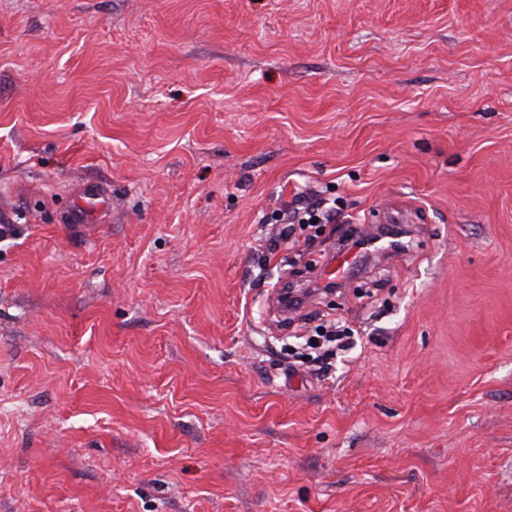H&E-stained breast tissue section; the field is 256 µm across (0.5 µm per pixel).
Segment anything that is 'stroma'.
I'll use <instances>...</instances> for the list:
<instances>
[{
  "mask_svg": "<svg viewBox=\"0 0 512 512\" xmlns=\"http://www.w3.org/2000/svg\"><path fill=\"white\" fill-rule=\"evenodd\" d=\"M1 225L0 512H512V0H0ZM314 218H318L317 224H327L332 221L331 216L324 212L322 207L318 204H312L305 207L302 211L298 209V211L294 213L292 220L287 222V224H289L288 233L284 234L283 239L286 240L289 245L291 244L294 246L296 244V240L293 237V224H312ZM357 257L358 255L350 250L337 252L325 273L328 282L343 279L347 275L349 268L356 262Z\"/></svg>",
  "mask_w": 512,
  "mask_h": 512,
  "instance_id": "obj_1",
  "label": "stroma"
}]
</instances>
